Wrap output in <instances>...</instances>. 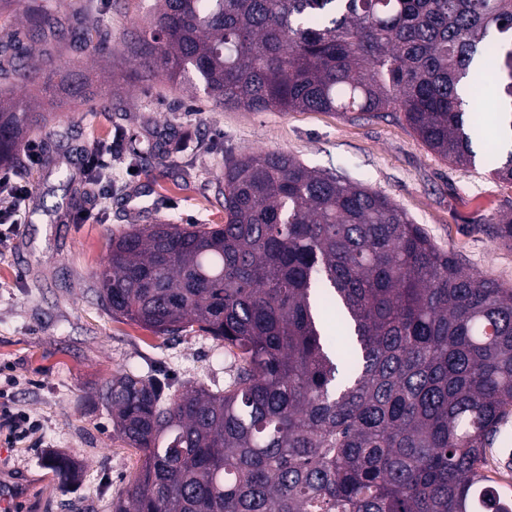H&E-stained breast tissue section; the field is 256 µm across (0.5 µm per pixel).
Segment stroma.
Instances as JSON below:
<instances>
[{"instance_id":"obj_1","label":"stroma","mask_w":512,"mask_h":512,"mask_svg":"<svg viewBox=\"0 0 512 512\" xmlns=\"http://www.w3.org/2000/svg\"><path fill=\"white\" fill-rule=\"evenodd\" d=\"M84 23L108 32L112 50L94 54L68 36L39 39L21 32L44 71L82 70L95 86L114 90L112 109L75 102L56 108L31 132L50 164L20 163L31 187L20 206V230L0 246V388L9 405L42 426L40 441L0 439V476L29 486L11 512H112V501L141 465L138 451L112 430L99 394L112 376L134 367H167L177 381L224 384L237 359L199 331L157 334L113 318L97 294V275L113 234L169 221L222 224L224 163L256 152H285L305 165L337 172L380 191L405 210L464 271L512 288V247L493 225L512 212V182L483 161L461 167L430 151L402 113L252 112L219 109L146 72L133 50L155 0H91ZM112 149V194L97 198L82 174L86 148ZM146 162L130 167L131 152ZM73 176L95 220L66 216ZM61 452L82 464L75 485L60 486L45 457ZM486 473L512 487V417L487 451Z\"/></svg>"}]
</instances>
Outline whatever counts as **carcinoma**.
<instances>
[{
	"mask_svg": "<svg viewBox=\"0 0 512 512\" xmlns=\"http://www.w3.org/2000/svg\"><path fill=\"white\" fill-rule=\"evenodd\" d=\"M28 29L67 27L41 4ZM141 64L218 108L400 112L449 162L475 163L462 93L493 91L512 132V0H156ZM0 84L98 102L44 76L0 24ZM43 121L0 97V164ZM512 182V151L487 158ZM223 224L112 237L102 303L156 334L194 325L239 363L226 384L131 367L100 395L141 465L112 512H512L486 449L512 413V288L464 272L386 195L292 156L224 166ZM495 237L512 245V213ZM64 483L78 463L55 454Z\"/></svg>",
	"mask_w": 512,
	"mask_h": 512,
	"instance_id": "obj_1",
	"label": "carcinoma"
}]
</instances>
